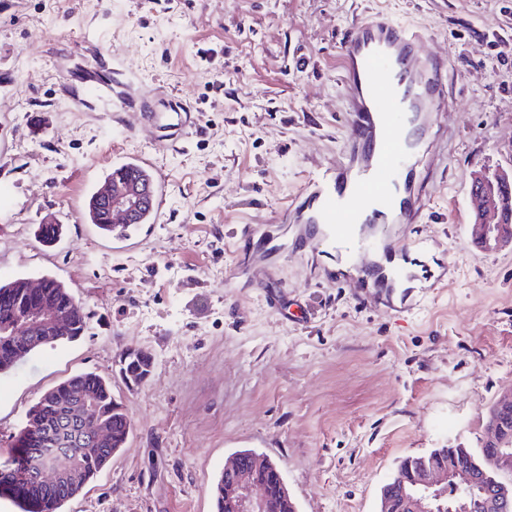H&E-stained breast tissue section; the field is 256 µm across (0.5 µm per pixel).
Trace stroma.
Segmentation results:
<instances>
[{"instance_id":"35a3bbf8","label":"stroma","mask_w":512,"mask_h":512,"mask_svg":"<svg viewBox=\"0 0 512 512\" xmlns=\"http://www.w3.org/2000/svg\"><path fill=\"white\" fill-rule=\"evenodd\" d=\"M378 14L422 31L451 99L418 227L448 279L402 301L317 278L275 225L337 156L339 42ZM164 99L195 113L186 141L143 124ZM140 155L165 175L162 217L127 251L85 203ZM510 169L512 0H0V280L55 278L88 316L0 374V461L45 392L93 372L132 431L62 512H213L242 449L279 465L298 512H378L402 458L480 447L512 391V249L473 243L467 194ZM129 348L154 358L132 388ZM120 377L129 387L139 386L151 375L154 360L151 354L142 349H127L120 356Z\"/></svg>"}]
</instances>
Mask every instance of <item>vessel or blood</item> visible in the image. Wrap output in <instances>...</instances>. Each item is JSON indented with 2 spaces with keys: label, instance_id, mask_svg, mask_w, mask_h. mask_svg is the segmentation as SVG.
Returning <instances> with one entry per match:
<instances>
[{
  "label": "vessel or blood",
  "instance_id": "b4317fda",
  "mask_svg": "<svg viewBox=\"0 0 512 512\" xmlns=\"http://www.w3.org/2000/svg\"><path fill=\"white\" fill-rule=\"evenodd\" d=\"M422 35L383 16L360 23L339 49L347 134L335 164L308 175L299 202L278 221L299 227L313 253L347 265L359 288H411L423 281V238L401 232L421 223L429 201L420 170L432 156L429 136L447 111V64L422 55ZM146 112L161 139L183 140L194 120L178 101Z\"/></svg>",
  "mask_w": 512,
  "mask_h": 512
}]
</instances>
